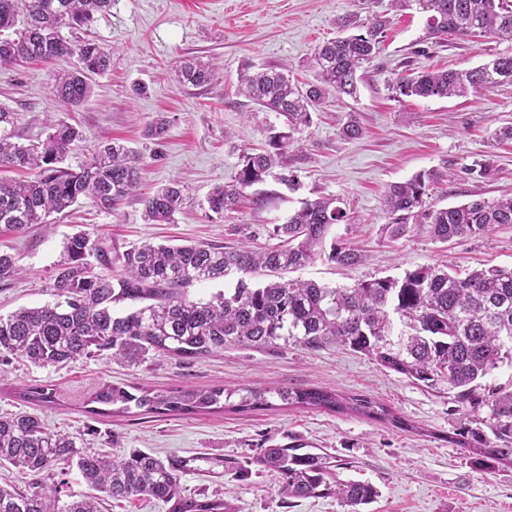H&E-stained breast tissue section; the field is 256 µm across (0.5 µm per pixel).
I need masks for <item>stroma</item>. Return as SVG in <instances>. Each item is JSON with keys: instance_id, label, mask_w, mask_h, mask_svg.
Instances as JSON below:
<instances>
[{"instance_id": "obj_1", "label": "stroma", "mask_w": 512, "mask_h": 512, "mask_svg": "<svg viewBox=\"0 0 512 512\" xmlns=\"http://www.w3.org/2000/svg\"><path fill=\"white\" fill-rule=\"evenodd\" d=\"M370 2L114 0L109 14L98 17L87 32L112 49V67L95 76L92 95L75 110L63 107L51 92L57 64L0 69V107L16 112L22 143L44 138L47 121L64 120L84 135L66 155L65 166L78 168L102 143L117 140L141 156L143 192L177 180L184 198L171 224L146 221L135 195L112 215L84 202L52 215L50 227L0 236V251L18 255L23 268L0 280V314L53 302L51 277L64 240L77 230L124 249L150 242L246 243L258 250L268 245V237L245 240L240 226L284 223L305 198L338 199L348 218L334 226L331 236L359 248L366 259L351 267L316 261L297 270L304 280L350 286L399 277L423 265L460 271L512 266V225L446 243L426 234L392 239L383 231L387 188L418 172L437 168L443 173L426 198L427 206L436 209L490 200L512 187V143L494 137L496 129L512 124V85L451 98H398L387 85L402 63L416 71L469 70L511 53L512 42L486 36L428 44L427 16L415 10L393 14L379 52L359 71L356 97L329 98L301 132L306 157L297 189L270 177L247 188L235 210L221 217L209 211L211 190L231 180L243 151L264 144L266 127L275 120L274 113L257 111L239 93L241 70L249 64L285 65L297 79H311L303 63L313 48L335 37L337 18L353 15L368 22ZM191 57L216 59L223 81L201 88L181 82L176 66ZM351 114L364 130L356 140L340 136ZM160 118L167 131L158 140L147 129ZM486 156L495 162L496 177L469 178L466 168ZM100 381L156 389L319 387L374 398L411 427L292 406L188 416H93L83 411L81 395ZM42 382L65 390L69 405L48 410L20 399L23 388ZM19 412L38 415L50 428L115 459L143 451L189 460V469L180 475L184 493L223 498L239 512H347L333 497L280 495L277 477L256 464L261 449L294 442L332 456L339 479L378 489V498L363 512H512V464L479 466L469 449L453 440L472 419L453 391L415 385L364 355L333 346H228L193 362L154 357L135 366L106 354L49 368L0 361V415Z\"/></svg>"}]
</instances>
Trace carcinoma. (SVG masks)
<instances>
[{"mask_svg":"<svg viewBox=\"0 0 512 512\" xmlns=\"http://www.w3.org/2000/svg\"><path fill=\"white\" fill-rule=\"evenodd\" d=\"M113 0H0V66L61 60L69 63L54 76L52 93L74 109L93 92V76L111 66V55L92 40L71 41L62 30L75 31L111 11ZM417 9L428 14L426 39L493 36L512 41V0H389L371 14L365 29L351 18L338 22L340 35L317 45L308 61L313 78L300 84L288 74L249 65L240 73L239 91L262 112L282 117L284 129L269 128L265 147L240 157L232 182L207 197L216 215L234 210L242 191L275 177L289 189L299 185L301 147L294 134L311 126L312 114L330 95L353 97L363 64L376 55L391 25L390 12ZM181 81L195 87L219 79L212 61L191 59L178 65ZM512 84V53L468 71L427 69L400 75L389 83L395 96L449 98ZM15 113L0 107V169L25 167L26 181L0 179V232L17 235L48 223L81 200L113 212L140 188L141 158L127 147L108 143L79 170L62 166L71 145L83 133L65 121L49 125L45 138L27 145L17 141ZM489 159L475 160L466 175L491 179ZM443 173L430 169L389 186L384 207L391 238L426 232L448 242L512 224V193L476 199L453 207L430 209L424 197ZM144 216L171 224L183 203L182 186L173 181L141 199ZM347 213L337 199H303L283 224L247 232L277 240L255 251L245 246L199 243L172 246L141 244L124 251L79 230L66 239L65 257L53 275L57 301L0 315V361H28L38 367L90 357L108 351L112 359L138 365L150 356L195 361L226 346L269 348L281 343L317 350L336 345L361 353L381 368L430 389L445 383L457 402L486 416L466 427L463 444L483 466L512 463V390L484 382L503 364L512 365V267L473 269L465 275L424 265L401 277L364 280L352 286L320 284L291 278L318 259L340 266L357 265L364 255L345 243L326 244L334 225ZM22 270L19 257L0 252V280ZM238 274L234 287L207 301L190 297L189 289L206 281ZM261 274L258 284L245 276ZM128 301L135 309L114 313ZM409 331L394 335L391 314ZM237 394L222 387L152 389L136 384L100 382L84 396L93 415H186L224 410ZM284 406L331 412L350 410L406 426L379 402L366 396L343 398L321 388L248 387L240 396L241 412ZM23 399L37 406L60 404L62 393L48 382L25 388ZM76 464L88 491L68 500L43 482L60 464ZM256 463L279 479L280 493L294 499L334 496L360 512L374 501L368 483L339 481L336 464L323 452L300 446L267 448ZM9 464L26 478L25 488L0 485V512H101L108 500L149 496L170 505V512H236V507L203 493L183 494L180 473L186 464L145 452L120 460L84 446L77 437L55 431L27 412L0 415V465Z\"/></svg>","mask_w":512,"mask_h":512,"instance_id":"carcinoma-1","label":"carcinoma"}]
</instances>
